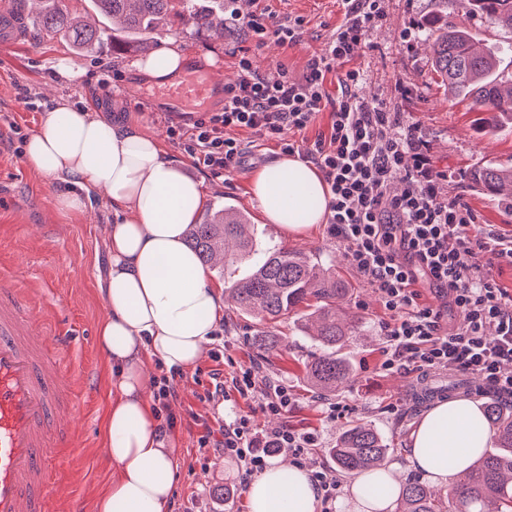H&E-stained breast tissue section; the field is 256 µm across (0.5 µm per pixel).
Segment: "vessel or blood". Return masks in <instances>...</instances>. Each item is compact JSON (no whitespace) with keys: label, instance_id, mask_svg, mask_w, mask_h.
Instances as JSON below:
<instances>
[{"label":"vessel or blood","instance_id":"b4317fda","mask_svg":"<svg viewBox=\"0 0 512 512\" xmlns=\"http://www.w3.org/2000/svg\"><path fill=\"white\" fill-rule=\"evenodd\" d=\"M224 82L210 68L187 66L174 81L139 85L149 111L189 122L224 99ZM25 291L0 277V512H45L59 448L78 447L58 411L68 383L84 370L60 355L66 336H43L22 313Z\"/></svg>","mask_w":512,"mask_h":512}]
</instances>
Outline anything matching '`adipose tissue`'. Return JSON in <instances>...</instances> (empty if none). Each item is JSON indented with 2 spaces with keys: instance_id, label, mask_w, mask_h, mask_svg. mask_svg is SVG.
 Returning a JSON list of instances; mask_svg holds the SVG:
<instances>
[{
  "instance_id": "ef3b65f1",
  "label": "adipose tissue",
  "mask_w": 512,
  "mask_h": 512,
  "mask_svg": "<svg viewBox=\"0 0 512 512\" xmlns=\"http://www.w3.org/2000/svg\"><path fill=\"white\" fill-rule=\"evenodd\" d=\"M26 164L61 183L53 196L64 212L101 206L120 215L107 227L109 267L101 287L108 314L96 346L108 366L110 401L104 443L112 478L95 512H169L180 451L159 430L148 380L153 364L178 373L197 363L222 302L204 265L186 244L204 198L199 181L166 159L158 140L133 123L54 102L27 141ZM252 194L266 218L300 232L322 223L326 189L309 163L284 156L258 169ZM488 429L464 399L433 407L413 436L408 460L447 482L481 454ZM249 512H318L308 471L273 465L250 479Z\"/></svg>"
}]
</instances>
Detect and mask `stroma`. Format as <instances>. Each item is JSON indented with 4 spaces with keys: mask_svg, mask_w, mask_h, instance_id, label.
I'll use <instances>...</instances> for the list:
<instances>
[{
    "mask_svg": "<svg viewBox=\"0 0 512 512\" xmlns=\"http://www.w3.org/2000/svg\"><path fill=\"white\" fill-rule=\"evenodd\" d=\"M257 6L281 18L304 20L305 38L300 45L289 48L271 39L262 48L251 49L254 67L269 78L277 77L283 67L291 76L301 77L308 59L323 49L344 13L342 0H224L223 36L200 35L177 21L157 38L165 47L176 43L185 50L201 51L216 79L233 81L239 72L236 50L245 43L244 20ZM384 8L383 24L357 46L351 61L363 73L362 93L421 124L435 166L448 174L446 193L463 198L478 216L471 233L493 229L511 236L512 211L473 188L469 173L483 161L512 162V132L476 134L474 113L466 103L449 98L447 88L432 71L425 29L438 11V0H385ZM35 16V10L28 7L21 21L0 19V132L8 134L0 144V267L13 272L22 287L29 289L26 319L46 335L64 328L72 341L63 348V355L80 362L90 375L73 388L80 410L69 420L81 436V445L58 451L52 472L57 490L50 504L52 512H65L72 499L82 502L85 512H94L111 477L100 454L109 391L107 367L96 347L95 331L107 314L100 286L106 266V226L115 219L106 209L88 214L59 212L53 205L54 185L23 161L19 137L38 130L55 97L102 111L116 121L137 124L143 132L157 136L168 159L201 182L207 209L234 206L249 215L262 244L298 249L316 255L322 264L334 265L352 286L345 310L362 319L360 332L349 337L341 349L352 367L350 380L330 398L310 390L304 380L305 363L319 354L321 347L306 335L300 321L292 316L282 319L276 326L280 343L269 351L257 341L262 327L256 319L223 309L219 320L222 335L212 337L196 366L175 379L179 397L172 405L177 423L171 443L181 454L169 512H248L246 483L237 461L220 449L202 450L197 444L199 422L216 429L231 424L239 415L248 416L253 428L263 434L284 421L316 433L322 452L316 459L305 460L308 468L316 462L331 463L328 450L349 425L371 424L390 447L387 462L394 465L396 480H421V473L409 464L408 447L433 402L405 394L404 386L414 380V373L382 369L387 346L382 324L388 314L379 296L349 263L344 245L328 234L326 224L302 233L284 232L278 225L266 223L252 196V175L281 157L280 145L244 132L240 135L246 151L242 170L217 177L196 167L183 146L169 138L166 114L145 112L138 91L125 87V80L134 74L136 54L113 50L107 41L96 52L74 58L64 37L40 38L33 23ZM408 29L417 32L409 42L402 37ZM62 60L74 63L80 72L77 79L68 81L58 75L57 65ZM104 80L111 84V94L103 93L100 83ZM406 84L414 88L408 97L402 93ZM14 125L19 128L15 134L10 131ZM218 350L223 353L219 362L213 358ZM250 364L259 366L266 378L288 386L294 404L287 417L275 416L233 391L219 401L207 398L213 369H220L228 379L239 367ZM334 400L348 405L344 417H328L327 408ZM228 485L236 490L230 498L224 495Z\"/></svg>",
    "mask_w": 512,
    "mask_h": 512,
    "instance_id": "1",
    "label": "stroma"
}]
</instances>
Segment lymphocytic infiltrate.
<instances>
[{"label": "lymphocytic infiltrate", "instance_id": "f902f5d3", "mask_svg": "<svg viewBox=\"0 0 512 512\" xmlns=\"http://www.w3.org/2000/svg\"><path fill=\"white\" fill-rule=\"evenodd\" d=\"M344 8L343 21L301 78L283 70L268 81L253 70L248 52H240V77L225 91L223 108L186 125L171 123L168 136L217 176L242 167L241 130L279 141L283 153L312 162L328 188L329 234L345 244L351 264L380 294L389 315L383 369L407 363L420 372L469 373L511 401L512 292L501 287L494 270L512 262V236L469 235L478 217L462 199L443 194L446 175L434 166L420 126L385 102L360 96L362 74L349 62L354 47L384 20V0H344ZM245 27L257 48L270 38L289 47L304 38L302 19L283 20L265 10L252 13ZM332 76L333 95L327 90ZM323 113L330 116L326 131L309 140V129ZM397 177L405 188L389 195L388 184ZM426 288L443 305L424 301ZM451 313L459 318L453 326L447 320ZM230 389L277 415L292 405L287 386L261 377L252 365L230 380L215 378L208 396L222 397ZM198 444L222 448L248 477L278 453L304 459L317 439L289 424L261 438L241 415L218 435L204 427Z\"/></svg>", "mask_w": 512, "mask_h": 512}]
</instances>
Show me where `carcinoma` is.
<instances>
[{
	"label": "carcinoma",
	"mask_w": 512,
	"mask_h": 512,
	"mask_svg": "<svg viewBox=\"0 0 512 512\" xmlns=\"http://www.w3.org/2000/svg\"><path fill=\"white\" fill-rule=\"evenodd\" d=\"M92 7L112 24L94 28L59 6V0H41L37 14L39 33L68 39L74 53L84 56L98 48L110 32L132 36L127 47L135 53L158 51L159 41L149 35L181 17L197 32L212 27L215 13L200 0H91ZM469 13L482 22L512 31V0H469ZM428 39L432 41V70L448 92L471 100L482 133L512 129V73L501 69L502 51L488 45L475 47L477 35L466 26H456L437 16ZM473 184L512 209V165L484 161L471 171ZM188 245L208 264L227 254L232 243L238 255L257 254L251 225L231 207L216 210L200 224H192ZM240 315L255 316L269 330L258 337L266 349L278 343L270 331L290 314L312 318L322 352L305 365L307 383L323 395H333L350 378L348 361L336 347L351 335V326L338 318L337 303L351 293L348 282L325 268L314 256L298 250L268 248L252 270L239 278L228 277L224 289ZM495 447L485 450L456 475L447 493L410 481L400 488L396 512H512V405L487 401L481 408ZM389 448L371 425L356 423L346 429L331 457L337 471L352 476L379 468Z\"/></svg>",
	"instance_id": "cac0c4a2"
}]
</instances>
